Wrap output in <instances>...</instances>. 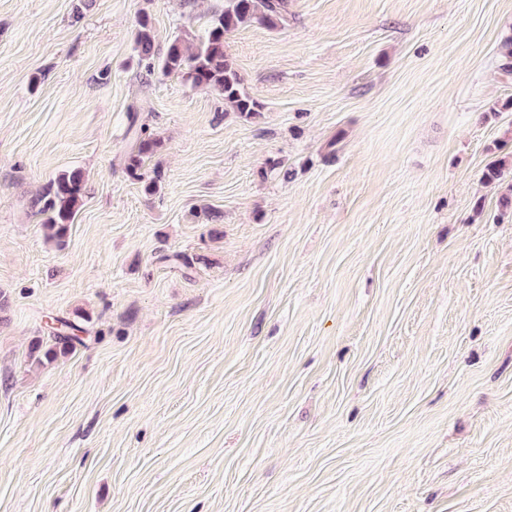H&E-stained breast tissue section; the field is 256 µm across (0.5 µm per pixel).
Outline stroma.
Listing matches in <instances>:
<instances>
[{
    "label": "stroma",
    "instance_id": "35a3bbf8",
    "mask_svg": "<svg viewBox=\"0 0 512 512\" xmlns=\"http://www.w3.org/2000/svg\"><path fill=\"white\" fill-rule=\"evenodd\" d=\"M223 7L0 0V512H512V0H289L256 121L134 52ZM161 146V140L148 133L145 126L140 127L136 133L135 144L125 159V171L127 175L138 182H144V190L148 193L155 192L161 179L160 173H154V177L145 180L142 172L145 159L152 156ZM84 194L82 172L71 170L58 175L40 197L33 201L36 214L42 216V228L47 239L59 246L64 244L69 225L74 221ZM52 322L57 323V327H50L48 324L49 338L56 345H61L63 353L73 346V342L81 343L82 339L76 332H83L79 326L61 318H53Z\"/></svg>",
    "mask_w": 512,
    "mask_h": 512
}]
</instances>
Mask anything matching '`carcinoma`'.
Returning <instances> with one entry per match:
<instances>
[{
	"instance_id": "obj_1",
	"label": "carcinoma",
	"mask_w": 512,
	"mask_h": 512,
	"mask_svg": "<svg viewBox=\"0 0 512 512\" xmlns=\"http://www.w3.org/2000/svg\"><path fill=\"white\" fill-rule=\"evenodd\" d=\"M288 0H224V9L214 13L204 33L190 50L182 40L174 39L166 52L159 56L155 50L154 32L146 16L138 21L135 50L139 63L149 72L163 74L179 72L197 88L216 90L224 98V105L246 119L261 117V105L245 90L229 55L225 51V38L229 33L253 23L276 29L287 21ZM161 146V140L141 127L135 144L125 159L127 175L144 184L148 193L156 191L160 173L145 179V159ZM85 194L82 172L66 171L56 177L48 188L33 201L36 214L42 216V228L47 239L61 246L65 242L69 225L73 223ZM57 326L48 328L49 338L66 351L75 342H82L79 326L61 318L54 319Z\"/></svg>"
}]
</instances>
